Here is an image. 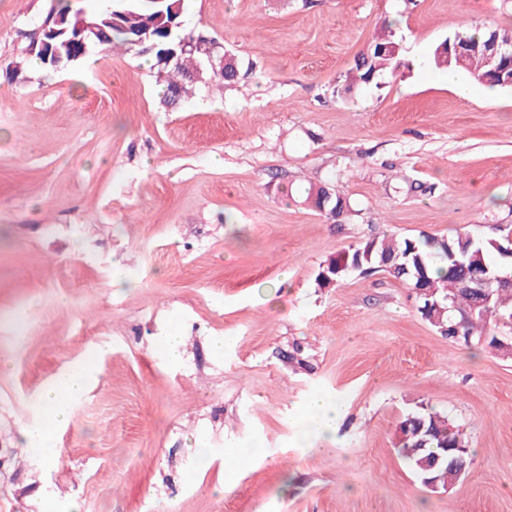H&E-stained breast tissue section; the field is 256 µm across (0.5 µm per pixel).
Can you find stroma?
Here are the masks:
<instances>
[{"mask_svg":"<svg viewBox=\"0 0 512 512\" xmlns=\"http://www.w3.org/2000/svg\"><path fill=\"white\" fill-rule=\"evenodd\" d=\"M58 3L0 0V512H512V356L442 336L387 272L317 284L375 236L512 232V90L463 98L429 63L512 29V0H185L183 30L254 72L172 107L133 50L34 67ZM386 21L401 65L333 96ZM323 182L341 221L306 201ZM174 320L172 363L153 343ZM86 359L44 461L18 426ZM316 393L341 409L330 441L296 424ZM421 407L469 441L445 492L395 447ZM257 445L225 483V449Z\"/></svg>","mask_w":512,"mask_h":512,"instance_id":"35a3bbf8","label":"stroma"}]
</instances>
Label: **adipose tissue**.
I'll list each match as a JSON object with an SVG mask.
<instances>
[{"instance_id":"adipose-tissue-1","label":"adipose tissue","mask_w":512,"mask_h":512,"mask_svg":"<svg viewBox=\"0 0 512 512\" xmlns=\"http://www.w3.org/2000/svg\"><path fill=\"white\" fill-rule=\"evenodd\" d=\"M96 373L94 363L83 362L61 370L51 386L40 396L39 414L26 421L20 434L28 450L43 458L53 456V436L55 431L71 421L70 404L83 393L87 381ZM339 417L338 408L321 396L313 395L297 419L304 433L330 438L336 430Z\"/></svg>"}]
</instances>
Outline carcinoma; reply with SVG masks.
I'll use <instances>...</instances> for the list:
<instances>
[{"label":"carcinoma","instance_id":"obj_1","mask_svg":"<svg viewBox=\"0 0 512 512\" xmlns=\"http://www.w3.org/2000/svg\"><path fill=\"white\" fill-rule=\"evenodd\" d=\"M106 5L95 12L81 8L74 9L66 3L58 14L68 17V26H73L79 18L101 25L105 39L92 38L87 42V50H112L121 46L130 50H141L132 39L138 31L150 30L157 49L151 53L155 61H160V53L170 45L166 24L174 12L184 11V0H105ZM72 32L61 35L54 41L61 64L76 63L81 60L71 47ZM433 64L438 69L452 68L467 75L471 80L492 87H503L500 81L488 78L490 66L482 53L471 55L463 64L445 57L438 52L432 54ZM401 63V57L381 56L375 53L361 55L345 80V87L353 88L370 84L383 74L394 71ZM204 68L197 53H186L169 66L159 67L166 89L178 88L187 95L195 84V75ZM496 239L472 233H457L447 237L421 235L416 238L400 237L394 234L370 238L358 246L338 253L325 265V270L339 265L343 257L348 263H360L361 273L385 271L395 278L414 287L424 282L425 289L419 295L421 316L441 335L466 342L477 341L486 348L503 350L501 340L488 331V326L512 323V287L497 288L491 302L483 311L476 312L465 320L460 330H455L461 313L468 311L475 299L474 293L463 290L458 285V277L482 271L490 266L488 255L496 250ZM398 443L404 459L415 476L423 480L427 477L421 461L426 455L422 447L440 452L444 448H466L468 441L465 432L454 425L448 417L427 408H420L408 414L401 421Z\"/></svg>","mask_w":512,"mask_h":512}]
</instances>
